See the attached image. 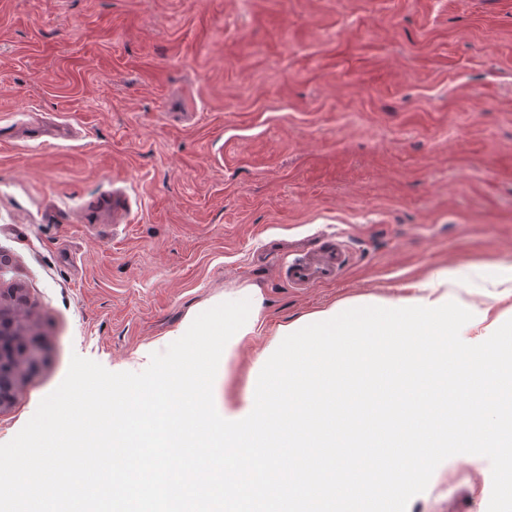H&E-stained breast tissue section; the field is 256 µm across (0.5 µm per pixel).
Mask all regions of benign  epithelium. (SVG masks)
<instances>
[{"label":"benign epithelium","mask_w":512,"mask_h":512,"mask_svg":"<svg viewBox=\"0 0 512 512\" xmlns=\"http://www.w3.org/2000/svg\"><path fill=\"white\" fill-rule=\"evenodd\" d=\"M9 262L0 252V411L15 400L25 378L40 363L41 347L31 341L33 324L25 289L3 285Z\"/></svg>","instance_id":"obj_1"}]
</instances>
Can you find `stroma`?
Returning a JSON list of instances; mask_svg holds the SVG:
<instances>
[{
  "mask_svg": "<svg viewBox=\"0 0 512 512\" xmlns=\"http://www.w3.org/2000/svg\"><path fill=\"white\" fill-rule=\"evenodd\" d=\"M318 232L348 268L288 287L277 263ZM0 252L43 338L0 413L6 468L71 466L70 410L111 422L243 283L273 328L512 259V0H0ZM270 340L235 351L213 411ZM501 468L449 449L401 508L512 512Z\"/></svg>",
  "mask_w": 512,
  "mask_h": 512,
  "instance_id": "1",
  "label": "stroma"
}]
</instances>
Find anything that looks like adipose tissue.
Listing matches in <instances>:
<instances>
[{"instance_id": "obj_1", "label": "adipose tissue", "mask_w": 512, "mask_h": 512, "mask_svg": "<svg viewBox=\"0 0 512 512\" xmlns=\"http://www.w3.org/2000/svg\"><path fill=\"white\" fill-rule=\"evenodd\" d=\"M480 278L497 291V305H456L457 290ZM265 294L241 285L233 302L213 304L187 316L175 346L178 361L113 402L112 431L122 450L110 464L102 451L80 455L74 470H52L51 485L70 488L80 473L108 470L111 496L101 512H197L200 502L220 512H398L423 468L449 447L479 446L499 455L502 479L512 484V343L500 341L512 318V262L466 274L447 266L401 287L394 297L356 298L278 326L257 356L266 375L250 396L225 401L224 416L191 427L210 404L206 374L194 368L192 337L210 333L232 353L258 335L266 318ZM405 340L409 354L392 384L405 401L398 415L363 417L361 401L341 400L333 364L319 347L357 354L362 329ZM346 422L349 443L341 454L327 448L330 426ZM384 434L390 454L376 465L358 443ZM180 457L170 466V454ZM288 459L281 469L280 459ZM204 476L201 493L190 492L177 473Z\"/></svg>"}]
</instances>
